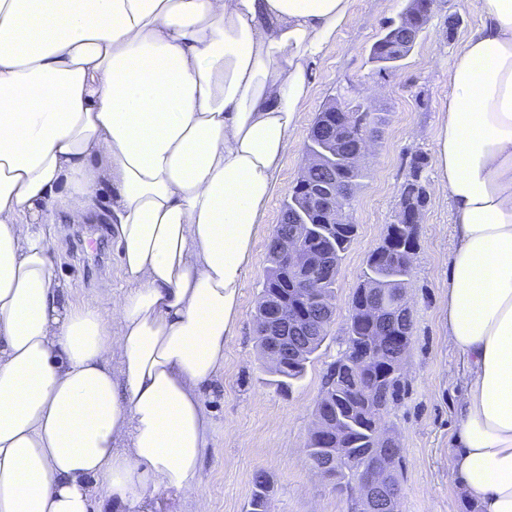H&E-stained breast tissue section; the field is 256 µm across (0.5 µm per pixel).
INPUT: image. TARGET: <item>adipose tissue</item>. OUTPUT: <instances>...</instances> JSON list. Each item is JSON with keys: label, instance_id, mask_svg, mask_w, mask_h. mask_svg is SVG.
Here are the masks:
<instances>
[{"label": "adipose tissue", "instance_id": "1", "mask_svg": "<svg viewBox=\"0 0 512 512\" xmlns=\"http://www.w3.org/2000/svg\"><path fill=\"white\" fill-rule=\"evenodd\" d=\"M354 0H0V512H153L201 484L260 219ZM434 138L450 201L451 475L512 512V0H481ZM106 221L128 288L69 303L44 231Z\"/></svg>", "mask_w": 512, "mask_h": 512}]
</instances>
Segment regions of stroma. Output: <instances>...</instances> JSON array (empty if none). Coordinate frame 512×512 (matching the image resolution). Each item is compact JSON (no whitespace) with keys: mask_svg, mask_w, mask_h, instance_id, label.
Listing matches in <instances>:
<instances>
[{"mask_svg":"<svg viewBox=\"0 0 512 512\" xmlns=\"http://www.w3.org/2000/svg\"><path fill=\"white\" fill-rule=\"evenodd\" d=\"M406 0H354L346 27L324 59L310 70V101L302 112L279 175L278 186L259 227L245 276L240 317L224 352V371L204 392L212 430L203 458V482L179 493L159 492L155 512H248L256 476L271 489L272 512H352L336 480L318 472L304 448L329 366L345 348L353 295L368 255L394 223L412 155L426 161L428 203L407 292L414 332L405 358L407 384L387 420L402 450L401 512H474L451 478L456 403L463 390L461 361L448 342L444 307L448 257L453 248L449 203L436 187L433 140L440 122L438 103L448 93V69L480 23L479 0H435L425 29L397 70L385 72L371 60L373 44L398 18ZM376 88L380 133L362 166L366 176L350 209L355 240L343 255L327 337L301 381L289 390L270 385L257 347L254 314L268 267L267 246L282 201L305 164L304 144L316 113L328 103H348ZM55 272L74 304L97 299L109 309L125 283L107 224H55Z\"/></svg>","mask_w":512,"mask_h":512,"instance_id":"obj_1","label":"stroma"}]
</instances>
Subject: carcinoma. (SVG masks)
<instances>
[{
    "instance_id": "1",
    "label": "carcinoma",
    "mask_w": 512,
    "mask_h": 512,
    "mask_svg": "<svg viewBox=\"0 0 512 512\" xmlns=\"http://www.w3.org/2000/svg\"><path fill=\"white\" fill-rule=\"evenodd\" d=\"M405 38L389 25L388 31L374 44L371 59L386 71L396 69L410 51L404 46ZM363 120L359 106L335 114L327 106L318 112L311 125L305 144L306 151L322 155L329 167L341 165L340 156L355 149L358 131ZM424 158L411 159L410 168L401 188V197L415 196L420 203L426 201L422 184ZM364 171L353 170L342 179L332 180L330 173L319 170L301 173L292 184L281 207V221L276 225L268 246L269 266L262 282V290L277 303V309L286 312L299 306L308 315V329L302 336L288 338L280 344L262 335L259 326L267 321L262 311L256 312L258 347L272 384L289 389L305 375L307 364L321 347L331 320L336 300V274L343 254L355 240L356 225L347 221L340 224L322 223L325 214L308 208L313 187L334 190L342 194L345 205H350ZM320 225L319 237L304 233L307 223ZM420 226L390 224L383 244L367 257L361 283L353 299L356 314L346 329V347L326 373L323 389L316 405V417L333 422L336 430L334 447L347 449L348 459H336L337 485L349 488L354 494V505L360 506L362 489L367 476L377 470L383 474L379 485L382 498H391L387 508L376 512H399L401 491L398 470L401 452L398 448H380L375 440L377 422L375 412L388 414L405 387L404 376L391 371L394 353L381 346V361L363 362L371 336H388L392 332L410 333L412 314L401 321L392 320L397 300L406 293L411 276L407 269L408 249L417 246ZM303 237V244L311 252L324 253L323 259L333 266L328 278L312 271L297 272L289 269L288 257L278 250V241L288 236ZM378 311L374 320L366 319V309ZM314 467L321 471L329 460L321 440L314 438L307 451ZM255 489L249 502V512H270V494L266 479L255 478Z\"/></svg>"
}]
</instances>
